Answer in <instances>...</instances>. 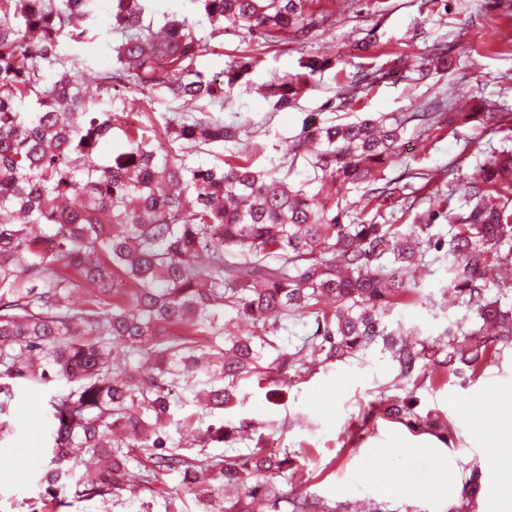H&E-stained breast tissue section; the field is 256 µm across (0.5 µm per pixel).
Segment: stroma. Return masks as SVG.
Returning a JSON list of instances; mask_svg holds the SVG:
<instances>
[{
  "mask_svg": "<svg viewBox=\"0 0 512 512\" xmlns=\"http://www.w3.org/2000/svg\"><path fill=\"white\" fill-rule=\"evenodd\" d=\"M311 8L326 14L327 21L305 43L270 46L244 30L210 38V27L192 0L146 2L154 25H163L166 15L174 14L193 27L203 43L194 68L206 77L221 76L232 62H249L241 80L225 88L223 100L209 110L214 119L240 127L241 140L256 146L257 169L287 164L288 149L308 114L324 122L381 113L407 118L401 153L386 164L385 174L394 179L416 173V206L404 217L410 224L432 209L436 191L450 193V186L439 178L449 163H458L462 181L479 163V155L462 157L465 140L476 137L498 149L512 146V131L505 127L469 124L452 134L446 124L427 131L410 119L436 98L455 109L481 98L512 108V46L499 44L497 35L504 28L512 31V0H313ZM111 23V0H95L83 40L61 42L63 52L82 62L83 82L92 95L98 74L115 64L118 40ZM364 38L372 46L361 56L354 45ZM443 45L455 59L453 69L438 70L429 63ZM311 52L329 59L330 65L308 77L300 61ZM401 56L408 57L409 64L396 79L366 91L351 87L358 65L387 67ZM296 77L302 80L301 92L288 109H276L264 85ZM112 109L133 115L134 125L152 139L163 136L167 123L187 114L181 102L134 83L113 90ZM422 171L430 173V180L419 179ZM447 281L446 263L427 266L421 281L423 299L396 308L386 319L389 329L413 330L430 341L442 339L465 313L462 307L448 305L441 291ZM459 366L455 360L447 372L406 382L400 380L389 352L377 344L352 358L310 366L277 404L267 400L256 381L242 382L239 402L228 419L252 422L258 432L272 436L275 447L297 454L295 479L275 478L278 489L296 488L328 505L342 506L344 512H449L459 505L460 495H419L397 484L390 473L366 468L373 450L403 446L413 450L404 462L412 481L438 484L447 462H454L459 483L474 474L480 477L474 512H493V473L471 418L486 414L488 392H512V348L497 351L478 375L459 374ZM382 394L410 401L418 414L438 415L448 427L447 435L372 415L371 405ZM50 395V390L38 387L16 389L6 417L16 431L0 440V512H164L159 495L147 491L125 494L109 511L95 499L70 493L56 501L46 494L39 477L51 458L45 421Z\"/></svg>",
  "mask_w": 512,
  "mask_h": 512,
  "instance_id": "35a3bbf8",
  "label": "stroma"
}]
</instances>
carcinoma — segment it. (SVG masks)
I'll return each mask as SVG.
<instances>
[{"instance_id":"carcinoma-1","label":"carcinoma","mask_w":512,"mask_h":512,"mask_svg":"<svg viewBox=\"0 0 512 512\" xmlns=\"http://www.w3.org/2000/svg\"><path fill=\"white\" fill-rule=\"evenodd\" d=\"M94 0H0V412L15 387L63 382L47 414L51 467L42 480L51 496L72 490L88 500L119 502L130 490L137 454L139 481L149 488L177 472L183 490L208 504L224 489V512H278L280 492L254 481L260 471L286 474L294 458L269 438L238 426L194 427L206 448L214 441L249 440L242 452L192 458L168 445L173 409L187 396L203 414H224L238 386L254 378L267 396L285 370L310 354L323 361L354 357L382 342L410 381L436 344L410 342L388 330L394 308L419 299L415 271L426 249L448 263L445 295L467 308L446 336H465L460 360L475 375L489 349L512 346V150L493 153L463 183L464 210L453 195L437 200L448 238L422 234L428 224H380L377 217L402 187L383 175L400 153L404 123L381 117L337 124L310 120L308 134L288 149V170H257L245 154L223 164L189 166L162 144L126 126V147L105 162L99 145L120 121L112 87L133 81L162 91L199 116L166 128L186 148L232 142L238 128L209 115L206 103L224 96V83L193 69L202 42L184 22L170 20L157 37L144 0H112L116 66L102 73L95 97L79 82L80 63L60 51L77 41ZM210 25L224 23L264 42L301 41L319 19L309 0H194ZM408 63L360 69L355 88L392 78ZM57 78L41 87L44 71ZM293 80L272 83L275 106L288 107ZM448 127H503L510 112L447 113ZM305 169L298 171V158ZM367 185L376 209L369 222H345L334 197L315 183ZM252 321L249 336L230 335L224 313ZM313 318L315 331L294 353L263 366L271 345L265 324ZM224 337V344L210 337ZM373 410L414 428L447 434L408 402L382 397ZM291 512H332L295 494Z\"/></svg>"}]
</instances>
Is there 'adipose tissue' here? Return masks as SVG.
Instances as JSON below:
<instances>
[{
    "instance_id": "1",
    "label": "adipose tissue",
    "mask_w": 512,
    "mask_h": 512,
    "mask_svg": "<svg viewBox=\"0 0 512 512\" xmlns=\"http://www.w3.org/2000/svg\"><path fill=\"white\" fill-rule=\"evenodd\" d=\"M491 417L476 420L474 433L485 441V457L493 474L497 512H512V394L490 391Z\"/></svg>"
}]
</instances>
